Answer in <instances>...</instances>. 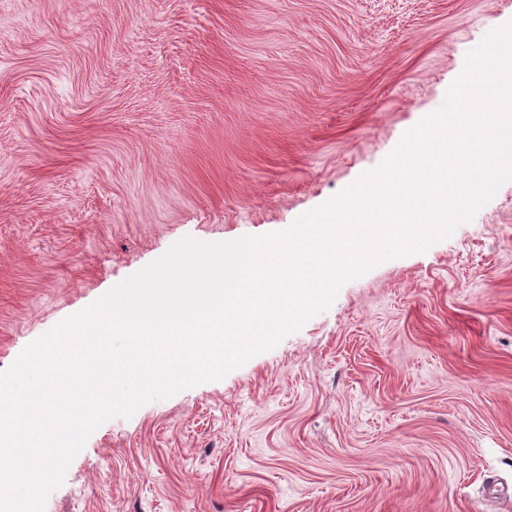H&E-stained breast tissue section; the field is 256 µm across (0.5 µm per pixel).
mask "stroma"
<instances>
[{
	"mask_svg": "<svg viewBox=\"0 0 512 512\" xmlns=\"http://www.w3.org/2000/svg\"><path fill=\"white\" fill-rule=\"evenodd\" d=\"M510 22L512 0H0V370L183 236L287 229ZM45 512H512V182L225 378L104 423Z\"/></svg>",
	"mask_w": 512,
	"mask_h": 512,
	"instance_id": "stroma-1",
	"label": "stroma"
}]
</instances>
